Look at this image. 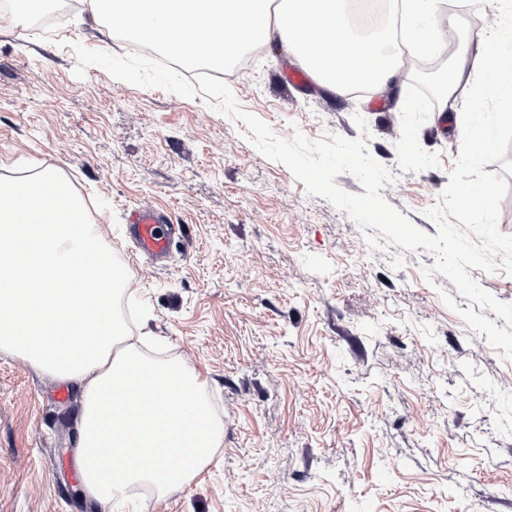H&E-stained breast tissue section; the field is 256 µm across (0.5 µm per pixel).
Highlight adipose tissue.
I'll list each match as a JSON object with an SVG mask.
<instances>
[{"label": "adipose tissue", "instance_id": "obj_1", "mask_svg": "<svg viewBox=\"0 0 512 512\" xmlns=\"http://www.w3.org/2000/svg\"><path fill=\"white\" fill-rule=\"evenodd\" d=\"M404 28L361 37L346 0H92L94 12L131 39L175 57L221 63L240 49L280 39L322 84L376 89L401 75L399 45L447 46L439 0H395ZM451 89L467 157L493 144L498 123L484 105L512 98V24L460 49ZM27 194L0 181V351L75 385L81 409L74 458L84 495L107 505L146 484L164 495L207 466L224 430L208 405V381L177 361L144 355L127 338L115 302L127 280L69 183L52 171Z\"/></svg>", "mask_w": 512, "mask_h": 512}]
</instances>
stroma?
Masks as SVG:
<instances>
[{"mask_svg": "<svg viewBox=\"0 0 512 512\" xmlns=\"http://www.w3.org/2000/svg\"><path fill=\"white\" fill-rule=\"evenodd\" d=\"M68 31L0 26V179L58 171L130 273V335L207 377L223 441L183 489L124 512H512V360L471 330L470 305L425 250L369 252L345 212L308 195L176 69L128 65L122 31L92 9ZM294 53L260 46L224 80L291 138L355 139L395 177L381 194L419 229L449 182L462 130L412 83L291 88ZM184 227L169 258L131 251L132 208ZM454 295L447 307L442 293ZM0 352V512H85L72 459L76 391Z\"/></svg>", "mask_w": 512, "mask_h": 512, "instance_id": "35a3bbf8", "label": "stroma"}]
</instances>
